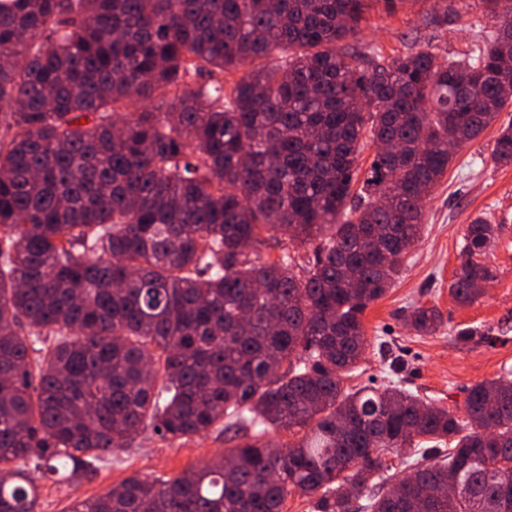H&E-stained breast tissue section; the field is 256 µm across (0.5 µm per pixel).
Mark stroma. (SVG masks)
Returning <instances> with one entry per match:
<instances>
[{"label":"stroma","mask_w":512,"mask_h":512,"mask_svg":"<svg viewBox=\"0 0 512 512\" xmlns=\"http://www.w3.org/2000/svg\"><path fill=\"white\" fill-rule=\"evenodd\" d=\"M436 0H402L394 13L371 9L358 33L344 46L363 53L380 50L395 56L430 44L440 61L467 57L481 34L498 30L504 13L484 0H457L447 17L435 16ZM512 123V108L474 141L464 145L447 175L424 205L421 241L406 256L403 271L388 292L364 313L371 342L359 371L348 385L386 387L399 383L428 404L464 413V399L474 384L512 371V166L495 164L491 150L500 130ZM487 214L498 229L485 257L497 278L487 283L475 303L462 306L449 286L459 268L467 224ZM415 302L437 306L444 325L431 336H418L401 321V311ZM495 336L457 343L458 329ZM229 443L220 430L188 441H168L145 434L138 445L102 459L91 480L55 482L39 478V512H69L76 500L92 499L132 475L172 477L222 456Z\"/></svg>","instance_id":"obj_1"}]
</instances>
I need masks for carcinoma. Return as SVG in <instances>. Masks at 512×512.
Here are the masks:
<instances>
[{"instance_id":"carcinoma-1","label":"carcinoma","mask_w":512,"mask_h":512,"mask_svg":"<svg viewBox=\"0 0 512 512\" xmlns=\"http://www.w3.org/2000/svg\"><path fill=\"white\" fill-rule=\"evenodd\" d=\"M378 4L397 0H0V512H38L33 470L93 477L145 431L218 424L223 457L69 512H283L293 492L311 512H512V378L473 385L462 418L344 386L452 145L512 107V6L446 65L336 50ZM156 94L166 111H128ZM491 158L512 165V126ZM494 238L467 225L457 303L496 278ZM402 321L428 336L443 315ZM260 426L304 435L273 449ZM389 454L411 472L384 492Z\"/></svg>"}]
</instances>
